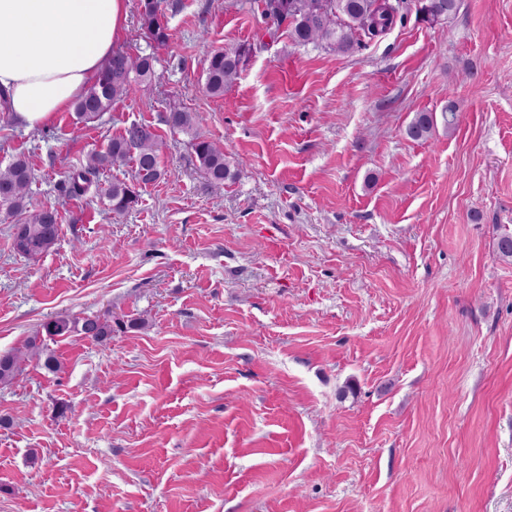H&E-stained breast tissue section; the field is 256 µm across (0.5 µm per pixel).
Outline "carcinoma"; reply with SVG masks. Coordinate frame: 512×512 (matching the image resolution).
<instances>
[{
  "label": "carcinoma",
  "instance_id": "cac0c4a2",
  "mask_svg": "<svg viewBox=\"0 0 512 512\" xmlns=\"http://www.w3.org/2000/svg\"><path fill=\"white\" fill-rule=\"evenodd\" d=\"M262 14L287 24L294 45H313L337 54H347L366 42L387 34L410 10L425 22L435 23L454 15L459 0H261ZM141 27L146 37L157 45L170 40L166 12H176L180 0H141ZM255 46L249 43L226 46L209 52L205 59L203 90L211 97L224 95V88L236 81ZM153 57H132L123 51L112 52L100 68L92 85L75 103L78 122L97 119L113 102L128 97L142 82L151 78ZM458 104L450 100L434 112H418L407 127L414 140L428 139L442 118L446 130L455 129ZM165 122L170 128L191 135L190 147L195 161L210 184H222L234 176L224 150L196 132L198 116L174 109ZM164 143L147 125L132 123L103 151L88 154L87 162L64 175V185L72 197L85 196L93 178L110 167L132 163L131 180L115 179L97 193L108 201L113 214L120 216L139 202L138 186L157 182L163 175L160 164ZM34 174L26 159L19 157L0 169V213L15 218L9 226L13 250L26 259H38L53 251L59 240V213L52 205H33L30 184ZM83 336L96 343L112 337V322L99 316L79 317L56 314L45 318L24 348L0 355V385H8L29 360H43V367L58 370L51 354H44V339Z\"/></svg>",
  "mask_w": 512,
  "mask_h": 512
}]
</instances>
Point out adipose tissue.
<instances>
[{
  "mask_svg": "<svg viewBox=\"0 0 512 512\" xmlns=\"http://www.w3.org/2000/svg\"><path fill=\"white\" fill-rule=\"evenodd\" d=\"M126 18L127 0H0V106L31 128L70 109Z\"/></svg>",
  "mask_w": 512,
  "mask_h": 512,
  "instance_id": "adipose-tissue-1",
  "label": "adipose tissue"
}]
</instances>
